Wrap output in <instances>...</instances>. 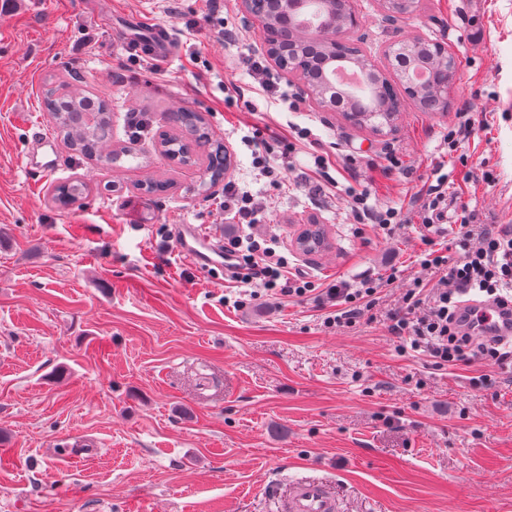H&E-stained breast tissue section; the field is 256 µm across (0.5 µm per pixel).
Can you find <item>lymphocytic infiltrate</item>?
I'll return each mask as SVG.
<instances>
[{
  "instance_id": "obj_1",
  "label": "lymphocytic infiltrate",
  "mask_w": 512,
  "mask_h": 512,
  "mask_svg": "<svg viewBox=\"0 0 512 512\" xmlns=\"http://www.w3.org/2000/svg\"><path fill=\"white\" fill-rule=\"evenodd\" d=\"M308 137V132L302 129L296 140ZM296 140L274 131H255L249 144L260 176L275 174L270 164L275 145H282L285 153L290 154L296 149ZM224 250L234 257L224 273L241 286L297 297L314 289L313 282L306 277H289L288 260L276 252L271 236L254 232L236 235L225 241ZM422 264L433 269L438 279L427 304H420L411 296L405 312L393 314L394 331L409 340L412 350L427 352L439 367L453 364L468 353L480 360L497 363L506 360L508 354L500 350L498 342L480 340L474 333L463 330L459 303L463 295L473 290L485 292L503 304L512 299L507 295L512 288V230L486 227L481 245L467 252L462 260L449 262L446 255L432 249L425 253ZM377 288V280L369 275L355 288L345 283L329 287L326 296L334 302L335 309L327 314L325 324L353 323L362 306L371 304Z\"/></svg>"
}]
</instances>
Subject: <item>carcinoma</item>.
I'll return each instance as SVG.
<instances>
[{
	"label": "carcinoma",
	"mask_w": 512,
	"mask_h": 512,
	"mask_svg": "<svg viewBox=\"0 0 512 512\" xmlns=\"http://www.w3.org/2000/svg\"><path fill=\"white\" fill-rule=\"evenodd\" d=\"M44 106L53 120L54 133L67 141L70 148L82 156L103 153L110 165L130 155L125 149L105 151L112 144V111L107 100L93 98L82 87L67 83L47 92ZM163 121L175 129L161 134L162 155L179 166H196L201 159L207 164L201 175L200 187L208 190L224 177V153L218 149L206 119L197 112L176 110L163 114ZM87 185L81 180L55 188L51 201L61 205L82 197ZM299 249L305 254L325 252L330 247L327 231L320 224L314 225L311 238H297Z\"/></svg>",
	"instance_id": "obj_1"
}]
</instances>
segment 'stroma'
<instances>
[{"label": "stroma", "mask_w": 512, "mask_h": 512, "mask_svg": "<svg viewBox=\"0 0 512 512\" xmlns=\"http://www.w3.org/2000/svg\"><path fill=\"white\" fill-rule=\"evenodd\" d=\"M364 53L393 40L443 42L459 60L444 112L404 100L395 132L376 136L338 112L289 111L255 87L246 59L262 32L238 0H0V512H272L303 478L325 482L340 512H512V359L435 367L391 330L417 285V225L356 223L344 187L411 216L417 192L445 177L447 224L475 212L512 226V0H420L395 24L378 0H354ZM222 9L231 36L210 22ZM167 31L162 72L131 64V43ZM76 74L112 103L113 169L65 144L25 152L50 80ZM243 97L229 98V87ZM202 113L230 150L228 181L266 203L293 272L328 286L388 274L375 307L325 327L316 294L285 297L202 271L176 248V225L237 234L198 189L199 167L160 156L163 112ZM146 123L130 139L129 113ZM474 123L446 155L445 138ZM271 126L311 131L340 190L313 195L307 146L280 182L260 177L245 141ZM60 155L35 183L31 162ZM399 165L386 169L388 155ZM498 180L485 182L483 170ZM169 181L144 197L139 183ZM86 195L50 202L59 184ZM326 225L333 247L294 240ZM308 227V230H306L311 233V238L304 240L303 234L306 230L303 231L297 238L299 249L305 254H317L327 251L330 247V243L324 226L320 224H309ZM313 227L315 229L311 230Z\"/></svg>", "instance_id": "stroma-1"}]
</instances>
